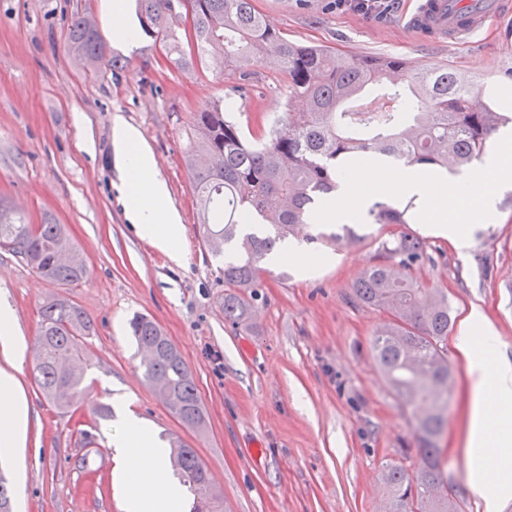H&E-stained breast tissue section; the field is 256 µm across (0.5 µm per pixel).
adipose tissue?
I'll return each mask as SVG.
<instances>
[{"label":"adipose tissue","instance_id":"obj_1","mask_svg":"<svg viewBox=\"0 0 512 512\" xmlns=\"http://www.w3.org/2000/svg\"><path fill=\"white\" fill-rule=\"evenodd\" d=\"M115 154L125 186L124 204L136 233L172 261L182 259L183 226L169 207L167 189L159 178L152 152L132 125L113 128ZM480 194H473L472 178L452 180L450 195L437 191L439 179L410 166L391 169L364 162L351 166L339 188L312 214L315 224L354 218L373 193L412 198L437 236L458 250L471 245L475 225L488 220L497 194L512 187V132L498 135L494 150L479 165ZM456 347L465 358L471 383L465 453L473 471L471 485L493 507L499 495L512 492V363L497 356L495 336L480 308H471L461 322ZM26 343L18 336L13 312L0 307V352L7 367L0 368V459L14 454L32 424L30 407L17 373ZM117 465L113 485L124 497L127 512H170L181 497L165 466V452L141 420L119 415L110 442Z\"/></svg>","mask_w":512,"mask_h":512}]
</instances>
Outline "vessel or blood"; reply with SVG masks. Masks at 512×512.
<instances>
[{
	"label": "vessel or blood",
	"mask_w": 512,
	"mask_h": 512,
	"mask_svg": "<svg viewBox=\"0 0 512 512\" xmlns=\"http://www.w3.org/2000/svg\"><path fill=\"white\" fill-rule=\"evenodd\" d=\"M511 12L512 0H417L406 26L435 43H464Z\"/></svg>",
	"instance_id": "b4317fda"
}]
</instances>
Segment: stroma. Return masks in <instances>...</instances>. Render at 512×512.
<instances>
[{"mask_svg":"<svg viewBox=\"0 0 512 512\" xmlns=\"http://www.w3.org/2000/svg\"><path fill=\"white\" fill-rule=\"evenodd\" d=\"M415 0H396L383 17L339 10L334 0H253L289 40L348 57L394 55L417 69L461 72L486 98L512 88V24L491 23L472 42L442 46L402 24ZM88 12L122 70L90 72L68 45L74 14ZM107 0H0V202L37 224L66 225L88 269L75 288L50 283L0 251V303L9 304L28 346L38 342L39 309L51 296L78 304L93 323L83 341L88 389L77 409L50 404L34 382L32 360L19 375L38 415L24 448L0 461L13 512H125L112 488L116 461L114 393L162 440L180 439L209 467L223 512H385L381 471L417 464L414 419L394 396L370 350L381 313L353 298L352 285L390 234L424 238L429 261L419 276L447 293L455 318L480 306L512 360V192L473 230L472 246L453 250L424 220L391 229L352 219L358 241L333 239V224L309 225L311 252L328 262L305 271L277 260L264 275L249 323L224 318V262L202 243L192 175L184 163L196 112L228 107L245 136L268 132L285 110L287 81L264 65L249 81L213 68L183 71L161 44L112 36ZM135 126L156 158L168 201L184 226V260L175 264L141 239L123 206L112 146L115 121ZM149 315L191 368L208 429L184 426L141 376L129 321ZM451 404L439 440L448 486L465 512H485L474 497L463 450L467 365L449 349ZM96 436L83 448L76 430Z\"/></svg>","mask_w":512,"mask_h":512,"instance_id":"35a3bbf8","label":"stroma"}]
</instances>
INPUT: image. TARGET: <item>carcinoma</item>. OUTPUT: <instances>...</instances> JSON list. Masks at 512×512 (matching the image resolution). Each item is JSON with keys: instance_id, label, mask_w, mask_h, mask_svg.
I'll return each mask as SVG.
<instances>
[{"instance_id": "carcinoma-1", "label": "carcinoma", "mask_w": 512, "mask_h": 512, "mask_svg": "<svg viewBox=\"0 0 512 512\" xmlns=\"http://www.w3.org/2000/svg\"><path fill=\"white\" fill-rule=\"evenodd\" d=\"M190 16L178 32L172 5ZM142 30L158 40L183 70L224 60V70L246 81L265 64L288 78L287 112L268 133L249 140L224 108L214 104L195 113L184 153L205 244L224 257V318L235 325L251 320L258 288L270 262L309 221L312 208L335 191L343 165L360 159L397 160L429 170L462 169L478 160L491 135L512 123L469 80L452 69L413 72L403 59L347 58L320 45L288 40L252 0H139ZM69 46L87 66L92 60L121 69L107 57L97 26L84 15L69 25ZM375 224H409L408 208L378 202L369 211ZM76 250L68 229L45 217L31 229L25 216L0 205V250L20 257L52 283L77 287L87 277L82 257L70 265L57 249ZM429 258L425 243L402 232L379 245L377 261L353 285L361 304L388 315L371 341L374 359L391 391L429 413L417 440L418 466L387 464V512H463L446 494L437 438L444 429L451 378L445 340L451 326L448 294L416 276ZM41 356L33 379L59 409L78 406L86 391L81 339L90 330L86 313L65 298L40 307ZM132 335L148 357L144 381L171 392L168 405L186 426L202 431L207 417L195 377L174 343L149 316L130 322ZM170 467L193 495V512H216L208 468L196 449L173 442Z\"/></svg>"}]
</instances>
